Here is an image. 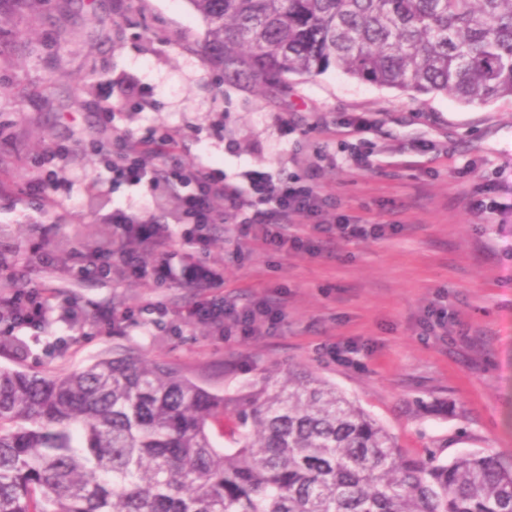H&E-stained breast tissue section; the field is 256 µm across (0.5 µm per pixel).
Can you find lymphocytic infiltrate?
<instances>
[{
	"label": "lymphocytic infiltrate",
	"instance_id": "1",
	"mask_svg": "<svg viewBox=\"0 0 512 512\" xmlns=\"http://www.w3.org/2000/svg\"><path fill=\"white\" fill-rule=\"evenodd\" d=\"M174 135L167 130H148L134 142H121L113 151L109 169L113 183L156 188L160 184L180 186L190 184L192 192L180 195L177 216L180 220L202 229L211 224H234L241 236H249L253 227L266 229L264 242L278 250L288 246L307 247V239L295 237L283 240L275 228L280 224H306L315 233L329 238L385 237L383 224H360L345 217H330V198L319 190L320 165H312L306 179H273L264 170H250L239 181H227L223 172L206 167L184 168L168 163V156L176 150ZM159 158L156 166L148 165V158ZM223 200V210H216V200ZM196 321L228 332L241 327L248 333L263 325L277 322L282 312L260 300L248 307H237L224 301L199 304L192 312Z\"/></svg>",
	"mask_w": 512,
	"mask_h": 512
}]
</instances>
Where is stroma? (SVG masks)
Returning a JSON list of instances; mask_svg holds the SVG:
<instances>
[{
	"instance_id": "obj_1",
	"label": "stroma",
	"mask_w": 512,
	"mask_h": 512,
	"mask_svg": "<svg viewBox=\"0 0 512 512\" xmlns=\"http://www.w3.org/2000/svg\"><path fill=\"white\" fill-rule=\"evenodd\" d=\"M9 19L0 32V284L22 285L45 310L37 326L0 324L26 347L20 359L0 353L1 366L66 371L124 346L219 391L265 367L311 368L410 454L431 446L445 462L465 451L512 457L511 98L414 97L333 68L289 76L275 97L232 85L202 60L206 26L188 0H38ZM111 105L106 126L100 114ZM356 114L371 124L361 169L344 127ZM152 127L176 133L183 166L231 180L253 168L302 177L321 163L319 182L337 214L401 230L273 251L223 223L198 243L163 215L162 198L113 185L88 154ZM61 146L55 171L70 195L26 197L41 155ZM491 184L495 213L471 212ZM116 210L163 219L173 268L187 255L223 269V284L85 272L90 225H107L112 244L121 242L110 225ZM266 296L284 318L261 335L224 336L190 315L206 300L243 306ZM434 307L448 315L430 330ZM345 340L359 349L340 364L327 350Z\"/></svg>"
}]
</instances>
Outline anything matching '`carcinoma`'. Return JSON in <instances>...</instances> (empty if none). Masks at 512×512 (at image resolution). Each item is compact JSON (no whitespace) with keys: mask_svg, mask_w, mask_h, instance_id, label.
I'll return each mask as SVG.
<instances>
[{"mask_svg":"<svg viewBox=\"0 0 512 512\" xmlns=\"http://www.w3.org/2000/svg\"><path fill=\"white\" fill-rule=\"evenodd\" d=\"M204 61L280 91L334 68L461 103L512 98V0H188ZM212 391L112 349L73 371L0 366V512H512V462L408 456L309 370Z\"/></svg>","mask_w":512,"mask_h":512,"instance_id":"carcinoma-1","label":"carcinoma"}]
</instances>
